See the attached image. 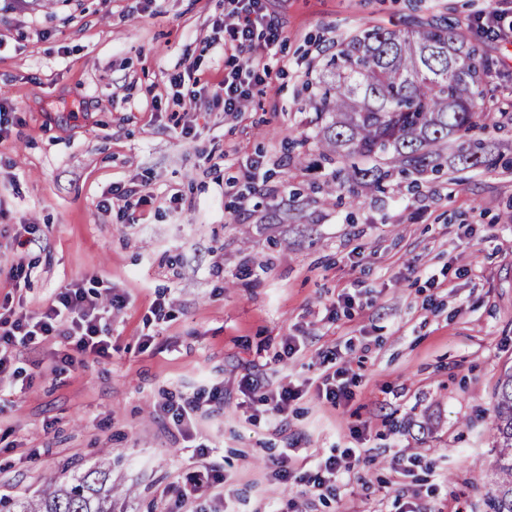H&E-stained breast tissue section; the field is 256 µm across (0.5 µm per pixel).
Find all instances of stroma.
I'll return each instance as SVG.
<instances>
[{
	"label": "stroma",
	"mask_w": 512,
	"mask_h": 512,
	"mask_svg": "<svg viewBox=\"0 0 512 512\" xmlns=\"http://www.w3.org/2000/svg\"><path fill=\"white\" fill-rule=\"evenodd\" d=\"M279 30L255 55L272 75L240 112L211 99L236 62L216 32L227 0H0V242L34 227L26 287L0 302L34 316L74 280L124 295L112 355L58 370L52 338L21 348L32 383L0 384V498H32L61 470L112 461L118 507L167 512L160 493L213 445L229 512H485L493 396L512 367V150L504 167L391 178L350 205L330 166L292 163L309 135L306 85L348 34L444 18L496 67L491 111L512 107V43L482 28L498 0H264ZM205 88L189 105L177 79ZM262 157L266 177L243 167ZM152 194L125 218L112 188ZM110 199V210L99 203ZM271 234L257 233L271 212ZM165 304L156 312L154 300ZM294 340L298 350L287 353ZM353 397L321 395L326 356ZM302 396L276 427L243 376ZM224 385L192 437L155 407ZM359 449L336 497L296 498L269 475Z\"/></svg>",
	"instance_id": "stroma-1"
}]
</instances>
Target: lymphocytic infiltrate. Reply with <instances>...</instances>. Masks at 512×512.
I'll return each instance as SVG.
<instances>
[{
    "label": "lymphocytic infiltrate",
    "mask_w": 512,
    "mask_h": 512,
    "mask_svg": "<svg viewBox=\"0 0 512 512\" xmlns=\"http://www.w3.org/2000/svg\"><path fill=\"white\" fill-rule=\"evenodd\" d=\"M230 8L224 26V44L241 51L251 49L255 30L268 29L270 39H277L279 31L272 27L262 6V0H228ZM268 69L255 60L234 67L225 73L214 94L222 101L225 111H241L250 98L253 87L267 84ZM123 296L113 294L99 299L90 294L84 284L74 281L61 288L52 303L38 316L16 315L11 307L0 310V381L19 379L24 370L16 364L15 350L29 347L47 339L59 337L64 341L62 366L73 365L75 356L107 358L112 354V325L108 318L111 310L122 308ZM201 461L185 486L177 487V508L193 504L200 491H208L212 503L211 512H224V477L208 457L210 448L196 447Z\"/></svg>",
    "instance_id": "lymphocytic-infiltrate-1"
}]
</instances>
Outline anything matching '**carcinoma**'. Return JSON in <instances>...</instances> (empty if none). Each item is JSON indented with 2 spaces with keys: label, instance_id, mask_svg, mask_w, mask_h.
<instances>
[{
  "label": "carcinoma",
  "instance_id": "1",
  "mask_svg": "<svg viewBox=\"0 0 512 512\" xmlns=\"http://www.w3.org/2000/svg\"><path fill=\"white\" fill-rule=\"evenodd\" d=\"M492 62L442 20L416 28L366 27L322 65L310 99L319 155L339 163L338 188L357 199L394 174L435 170L447 154L461 170H488L489 149L475 130L512 125L487 110ZM495 459L487 512H512V368L494 395ZM112 462L66 482H47L33 500H0V512H114Z\"/></svg>",
  "mask_w": 512,
  "mask_h": 512
}]
</instances>
